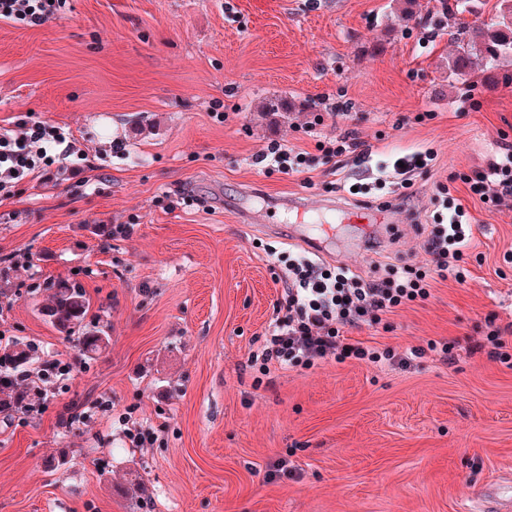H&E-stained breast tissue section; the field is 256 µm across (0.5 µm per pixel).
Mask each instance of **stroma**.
I'll use <instances>...</instances> for the list:
<instances>
[{"mask_svg":"<svg viewBox=\"0 0 512 512\" xmlns=\"http://www.w3.org/2000/svg\"><path fill=\"white\" fill-rule=\"evenodd\" d=\"M412 30L395 0H68L41 26L0 20V127L26 113L68 127L89 179L0 202V331L80 359L38 312L49 284L73 277L111 336L43 415H0V512H491L488 498H512V369L469 352L487 315L512 322V200L486 210L463 182L512 145V83L449 74L448 35L422 47ZM274 96L292 111L259 112ZM347 130L369 145L366 165L317 158V139ZM273 140L314 165L266 173L255 158ZM428 148L409 188L348 192ZM444 183L473 218L465 280L433 281L390 329L347 335L399 352L448 341L454 364L329 361L254 386L245 362L300 221L285 200L403 207L411 223L326 258L369 274L425 262L416 227ZM242 207L282 235L241 223ZM129 222L126 238L95 233ZM100 399L110 414L81 419ZM126 412L164 433L130 447ZM277 460L289 475L269 477Z\"/></svg>","mask_w":512,"mask_h":512,"instance_id":"obj_1","label":"stroma"}]
</instances>
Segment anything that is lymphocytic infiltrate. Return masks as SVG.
Masks as SVG:
<instances>
[{
	"label": "lymphocytic infiltrate",
	"instance_id": "obj_1",
	"mask_svg": "<svg viewBox=\"0 0 512 512\" xmlns=\"http://www.w3.org/2000/svg\"><path fill=\"white\" fill-rule=\"evenodd\" d=\"M66 2L0 0V19L40 26L56 18ZM65 170L77 176L78 186H85L80 151L67 127L27 115L19 119L17 129L0 130V201L15 197L22 184L53 183ZM466 183L470 195L485 200L487 207H498L511 198L512 146H505L498 159ZM432 203V222L424 227L429 265L389 264L377 275L365 277L343 264L330 266L299 253L281 254L283 294L262 350L250 355L249 367L265 375L274 365L309 370L329 360L369 365L398 360L406 365L428 351L452 363V348L445 342L409 348L407 356L399 358L392 350L381 351L345 335L346 329L376 327L403 306L427 300L432 279H462L472 218L449 186H438Z\"/></svg>",
	"mask_w": 512,
	"mask_h": 512
}]
</instances>
